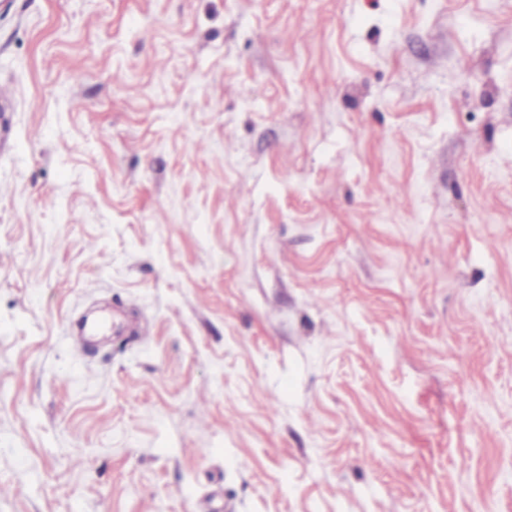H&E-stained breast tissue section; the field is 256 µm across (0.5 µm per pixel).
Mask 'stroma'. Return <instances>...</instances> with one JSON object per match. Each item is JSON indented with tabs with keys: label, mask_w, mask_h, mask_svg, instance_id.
Returning a JSON list of instances; mask_svg holds the SVG:
<instances>
[{
	"label": "stroma",
	"mask_w": 512,
	"mask_h": 512,
	"mask_svg": "<svg viewBox=\"0 0 512 512\" xmlns=\"http://www.w3.org/2000/svg\"><path fill=\"white\" fill-rule=\"evenodd\" d=\"M0 512H512V0H6Z\"/></svg>",
	"instance_id": "obj_1"
}]
</instances>
